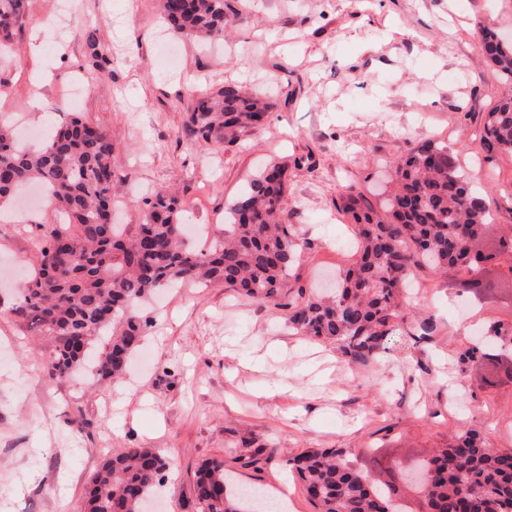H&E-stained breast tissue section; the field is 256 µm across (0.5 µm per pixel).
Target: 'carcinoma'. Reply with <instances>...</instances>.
<instances>
[{
  "label": "carcinoma",
  "instance_id": "carcinoma-1",
  "mask_svg": "<svg viewBox=\"0 0 512 512\" xmlns=\"http://www.w3.org/2000/svg\"><path fill=\"white\" fill-rule=\"evenodd\" d=\"M27 0H0V50L10 49ZM227 0H159L176 36L222 40L229 23ZM483 52L512 85V39L484 34ZM185 136L201 150L237 143L263 126L274 101L236 84L212 92L188 90ZM483 148L512 154V94L484 113ZM114 144L100 125L70 112L46 146L21 145L0 122V203L23 185L42 184L63 220L38 225L43 246L18 302L10 312L49 339L45 377L62 380L77 371L94 341L109 337L96 363V382L122 378L143 338L136 303L179 280L218 284L285 312L303 336L334 343L350 361L364 364L393 334L401 288L413 270L469 272L512 256V237L494 252L482 250L493 224L482 197L448 155L424 141L400 159L394 186L375 205L347 187L343 213L355 226L359 259L340 275L330 296L297 289L289 271L296 238L283 220L287 168L273 164L227 210L224 228L205 250L186 245L178 197L158 190L145 200L138 224L112 222L119 183ZM341 451L308 449L288 460L316 512H409L393 484L374 483ZM169 463L153 448H130L103 458L92 474L83 512H146ZM419 468L430 474L431 512H512V450L491 448L476 432L440 448ZM221 460L205 461L195 474V512H256V489L228 491Z\"/></svg>",
  "mask_w": 512,
  "mask_h": 512
}]
</instances>
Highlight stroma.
<instances>
[{"label":"stroma","mask_w":512,"mask_h":512,"mask_svg":"<svg viewBox=\"0 0 512 512\" xmlns=\"http://www.w3.org/2000/svg\"><path fill=\"white\" fill-rule=\"evenodd\" d=\"M56 3L28 0L17 53L0 56V117L33 131L35 146L63 110L105 128L124 182L118 223H140L144 191L171 187L196 230L191 246L202 248L240 192L285 164L284 217L301 251L290 284L304 286L355 259L341 189L377 201L397 161L431 137L483 195L495 229L486 249L512 234V155L480 147L484 112L512 94L483 31L512 36V0H236L224 41L175 40V68L160 52L157 0H70L61 31L47 24ZM91 26L110 60L102 69L85 55ZM37 43L46 58L31 53ZM39 69L47 115L26 79ZM227 83L273 93L275 107L240 142L198 150L183 132L186 93ZM14 211L0 206V512H80L101 458L129 448L159 449L169 462L155 512H193L194 474L211 459L241 484L286 493L288 512H314L288 465L310 448L345 451L380 481L469 430L512 449V378L484 385L483 363L460 359L476 331L512 325V299L471 286L497 276L494 266L415 270L395 336L363 366L288 329L280 311L183 281L137 304L150 364L131 355L123 380L96 385L101 339L76 374L50 384L42 344L9 312L49 214L41 206L14 223ZM258 447L276 454L244 465Z\"/></svg>","instance_id":"35a3bbf8"}]
</instances>
